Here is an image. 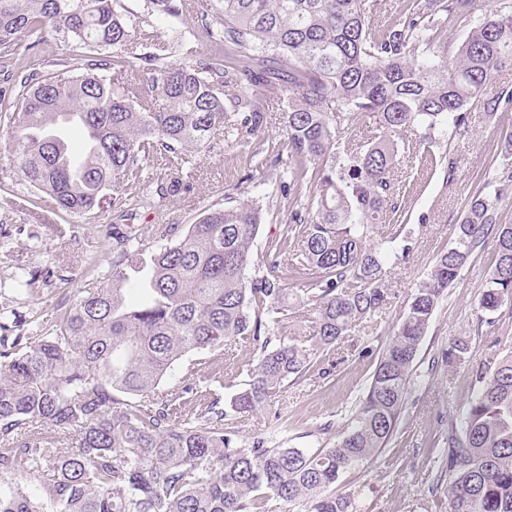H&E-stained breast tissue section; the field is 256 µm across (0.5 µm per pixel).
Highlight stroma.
Masks as SVG:
<instances>
[{"mask_svg": "<svg viewBox=\"0 0 512 512\" xmlns=\"http://www.w3.org/2000/svg\"><path fill=\"white\" fill-rule=\"evenodd\" d=\"M467 126V133L448 142L456 162L449 182L442 167L430 165L426 145L415 138L405 145L398 171L402 185L398 204L410 253L385 265L386 308L352 328L345 342L328 353V367L313 368L307 380L288 386L270 405L244 417L245 435H277L280 423L286 421L294 426V447L338 440L377 362L376 357L361 356V349H380L389 341L416 285L436 256L452 245L468 200L480 192L490 193L488 175L502 158L505 135L512 131V112L491 116L475 106L467 114ZM253 148L241 137H209L206 152L185 166L193 178V192L167 199L160 211L133 213L129 223L185 227L204 209L223 205L228 187H236L240 200L270 193L282 170L253 173L249 164ZM30 193L9 153L0 147V318L20 316L26 330L64 295L98 285L109 270L104 244L113 224L108 209L56 216L14 207V195ZM90 256L97 257V270L86 266ZM494 259L493 245L475 252L436 310L388 447L368 466L348 471L337 483V492L354 494L357 512H448V479L441 474L448 425L460 419L474 394L472 377L491 344L512 336V309L501 308L486 323L477 308ZM19 267L37 272L34 294L12 292L10 278ZM458 338L468 342L469 350L465 362L451 368L442 355Z\"/></svg>", "mask_w": 512, "mask_h": 512, "instance_id": "1", "label": "stroma"}]
</instances>
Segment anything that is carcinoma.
<instances>
[{
  "instance_id": "carcinoma-1",
  "label": "carcinoma",
  "mask_w": 512,
  "mask_h": 512,
  "mask_svg": "<svg viewBox=\"0 0 512 512\" xmlns=\"http://www.w3.org/2000/svg\"><path fill=\"white\" fill-rule=\"evenodd\" d=\"M131 35L120 0H0V112L5 148L46 206L66 213L104 205L124 219L193 192L188 156L212 132L263 139L268 102L286 100L283 140L251 155L254 170L288 158L279 189L284 227L252 246L267 207L259 199L208 208L187 228L131 224L112 232L103 284L62 299L46 326L15 335L0 322V512H356L336 483L378 456L397 431L414 363L433 315L488 240L495 262L478 309L512 304V224L496 222L512 192V135L491 182L456 225L410 297L371 381L332 446L291 448L240 434L238 419L299 383L353 325L382 312L383 265L406 257L401 231L373 240L396 214L400 144L434 146L466 133L469 107L512 112V91L485 93L492 70L512 66V0L473 20L480 0H403L378 19L379 0H145ZM196 22L210 50L171 59L160 25ZM469 32L458 41V32ZM27 50L69 47L82 68L40 73L11 64ZM457 53L448 57V48ZM232 89L229 95L226 90ZM164 104L157 105V98ZM76 112L91 143L78 167L63 160V116ZM365 115L378 134L346 135ZM172 172L148 174L158 158ZM312 271L289 303L288 264ZM38 278L18 274L30 294ZM311 309L307 324L295 310ZM254 355L226 404L194 388L231 342ZM468 343H450L460 363ZM196 356L181 381L176 366ZM460 425H448V512H512V341L488 354ZM70 445L67 452L61 451ZM37 485L30 491L29 481Z\"/></svg>"
}]
</instances>
